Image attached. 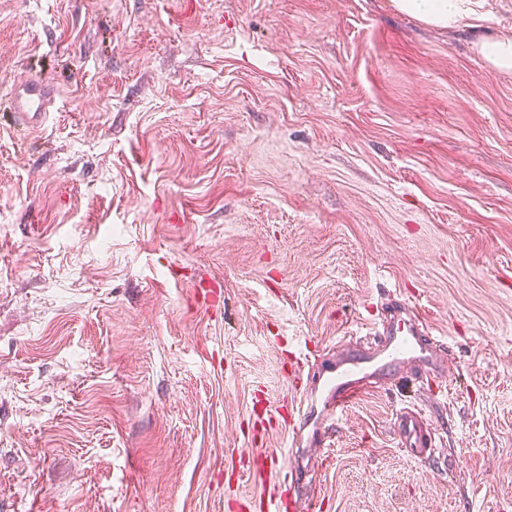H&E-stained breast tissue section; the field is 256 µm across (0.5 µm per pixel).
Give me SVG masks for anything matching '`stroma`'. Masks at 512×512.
Listing matches in <instances>:
<instances>
[{
    "label": "stroma",
    "mask_w": 512,
    "mask_h": 512,
    "mask_svg": "<svg viewBox=\"0 0 512 512\" xmlns=\"http://www.w3.org/2000/svg\"><path fill=\"white\" fill-rule=\"evenodd\" d=\"M483 11L0 0V81L58 91L34 132L0 97V512H238L294 375L399 304L445 370L378 381L282 512H512V70L481 52L512 0ZM395 8L419 22L442 29L469 28L481 19V0H392ZM398 428L403 444L406 448H411L417 457H426L432 453L433 448H425L422 442L420 423L408 411L401 413Z\"/></svg>",
    "instance_id": "obj_1"
}]
</instances>
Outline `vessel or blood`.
Masks as SVG:
<instances>
[{"mask_svg": "<svg viewBox=\"0 0 512 512\" xmlns=\"http://www.w3.org/2000/svg\"><path fill=\"white\" fill-rule=\"evenodd\" d=\"M0 96L10 101L13 121L24 130L41 127L56 106L55 89L37 77H17L0 84ZM443 359L442 344L432 336L419 312L407 307L396 309L371 346L341 352L335 365L320 373L314 388L306 394V409L300 421L311 428L310 443L323 446L328 430L372 382L408 367L435 371ZM398 428L405 447L416 456H429L430 451L422 442L421 426L410 413H401ZM284 469L281 459H273L265 470L271 489L240 502V512H279Z\"/></svg>", "mask_w": 512, "mask_h": 512, "instance_id": "vessel-or-blood-1", "label": "vessel or blood"}]
</instances>
